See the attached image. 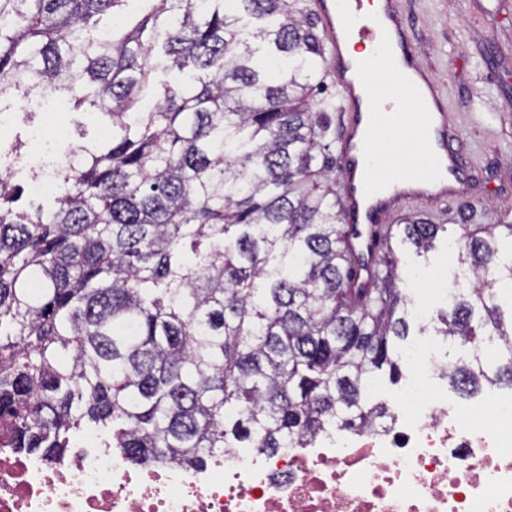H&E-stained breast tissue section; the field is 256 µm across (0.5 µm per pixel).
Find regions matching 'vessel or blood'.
<instances>
[{
	"label": "vessel or blood",
	"mask_w": 512,
	"mask_h": 512,
	"mask_svg": "<svg viewBox=\"0 0 512 512\" xmlns=\"http://www.w3.org/2000/svg\"><path fill=\"white\" fill-rule=\"evenodd\" d=\"M361 0H309L308 11L322 48L336 63L342 95L338 191L351 229L349 244L362 256L358 268L372 278L387 217L410 201L425 198L434 182L465 179L454 144L460 134L448 121L442 98L423 92L408 76L413 59L405 31L388 16L399 0H378L375 12L361 14ZM366 45L368 56L351 63L347 40Z\"/></svg>",
	"instance_id": "1"
}]
</instances>
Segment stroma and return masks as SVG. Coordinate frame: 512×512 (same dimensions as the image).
I'll list each match as a JSON object with an SVG mask.
<instances>
[{"label": "stroma", "mask_w": 512, "mask_h": 512, "mask_svg": "<svg viewBox=\"0 0 512 512\" xmlns=\"http://www.w3.org/2000/svg\"><path fill=\"white\" fill-rule=\"evenodd\" d=\"M407 36L419 63L435 77L451 123L459 128L468 165V193L437 205L406 203L391 220L389 246L396 285L414 306L438 310L441 292L459 271L448 242L463 224L512 222V0H400ZM59 116L71 141L92 147L106 124L90 108L74 109L67 98L47 97L41 107L22 108L0 128V175L26 185L23 161L9 156L15 141L51 131ZM416 216L440 227L435 246L417 252L405 238L402 220Z\"/></svg>", "instance_id": "obj_1"}]
</instances>
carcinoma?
<instances>
[{
    "instance_id": "cac0c4a2",
    "label": "carcinoma",
    "mask_w": 512,
    "mask_h": 512,
    "mask_svg": "<svg viewBox=\"0 0 512 512\" xmlns=\"http://www.w3.org/2000/svg\"><path fill=\"white\" fill-rule=\"evenodd\" d=\"M322 58L290 0H0V108L60 92L112 122L54 209L19 210L0 176L1 446L60 459L93 431L134 464L196 468L389 415L366 391L402 376L407 307L389 263L353 283L310 97ZM438 231L404 222L423 251ZM453 243L473 285L437 314L463 351L446 377L512 389V224Z\"/></svg>"
}]
</instances>
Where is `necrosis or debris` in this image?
<instances>
[{"label":"necrosis or debris","instance_id":"obj_1","mask_svg":"<svg viewBox=\"0 0 512 512\" xmlns=\"http://www.w3.org/2000/svg\"><path fill=\"white\" fill-rule=\"evenodd\" d=\"M60 137L35 133V195L53 192L76 159ZM387 424L331 428L310 448L215 452L209 466L135 465L88 433L51 461L0 447V512H512V426L465 410L438 387Z\"/></svg>","mask_w":512,"mask_h":512}]
</instances>
